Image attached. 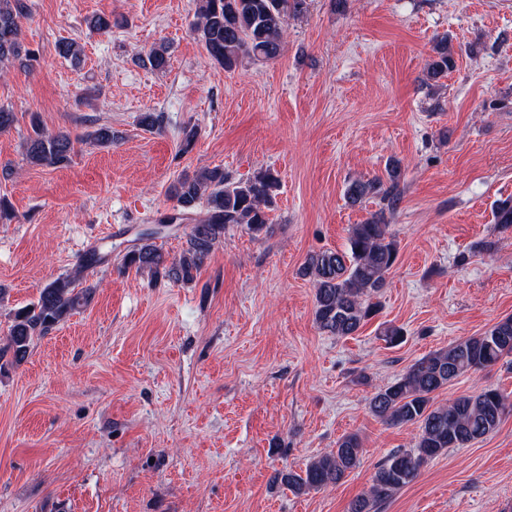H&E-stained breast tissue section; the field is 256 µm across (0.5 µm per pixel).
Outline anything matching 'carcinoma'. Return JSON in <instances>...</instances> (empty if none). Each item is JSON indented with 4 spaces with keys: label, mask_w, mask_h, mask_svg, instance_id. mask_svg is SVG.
I'll return each mask as SVG.
<instances>
[{
    "label": "carcinoma",
    "mask_w": 512,
    "mask_h": 512,
    "mask_svg": "<svg viewBox=\"0 0 512 512\" xmlns=\"http://www.w3.org/2000/svg\"><path fill=\"white\" fill-rule=\"evenodd\" d=\"M300 0H196L193 33L209 58L226 70L241 59L270 61L281 51L289 15L299 11ZM28 10L26 0H0V63L21 55L19 18ZM143 65L162 70L167 65L163 47L152 49ZM448 37L437 39L426 78L437 80L455 68ZM27 139L31 163L56 166L68 161L73 139L68 132L49 133L37 117L31 119ZM400 161L390 160L386 179L353 181L346 188L350 204L378 197L387 207L401 193ZM279 188V177L262 170L244 182H234L221 167L181 174L169 187L177 213L161 220L172 224L184 220L203 204L204 218L190 225L186 248L173 260L158 247L152 234H141L123 256V269L147 271L174 284L195 282L213 248L224 241L227 227L243 224L256 237L265 236L269 212ZM397 259V247L383 215H373L352 225L347 249L325 250L310 255L302 274L314 284V316L320 330L333 336H353L375 316L372 298L385 285L386 274ZM96 250L83 255L71 275L58 277L39 288L37 301L15 312L0 361L20 364L34 341L64 321L74 311L88 306L94 287H77V278L103 262ZM512 354V317L481 336H473L434 352L413 365L393 384L379 388L369 401L371 412L389 425H418L415 447L397 450L377 468L367 492L353 499L348 512H378L381 504L412 483L419 472L415 463L427 462L450 448H464L498 428L507 410L504 396L495 389L448 400L436 405L433 394L469 372L495 365ZM362 448L355 435H345L336 448L313 459L301 473L283 470L275 482L297 495L318 491L341 482L360 461Z\"/></svg>",
    "instance_id": "1"
}]
</instances>
